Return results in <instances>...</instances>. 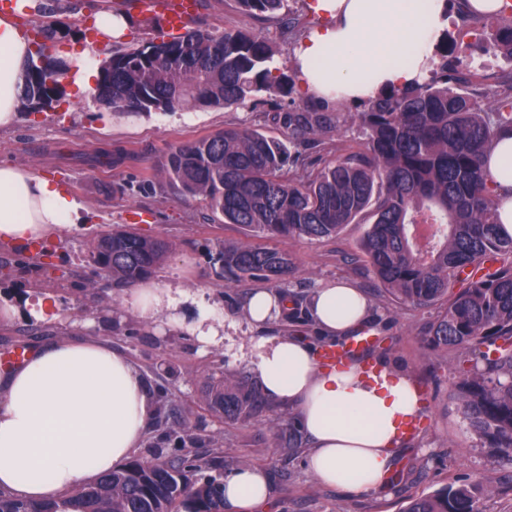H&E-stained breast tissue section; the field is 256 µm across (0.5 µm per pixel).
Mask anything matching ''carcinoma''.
<instances>
[{
	"label": "carcinoma",
	"mask_w": 512,
	"mask_h": 512,
	"mask_svg": "<svg viewBox=\"0 0 512 512\" xmlns=\"http://www.w3.org/2000/svg\"><path fill=\"white\" fill-rule=\"evenodd\" d=\"M257 18H273L287 0H236ZM459 36L443 32L433 71L422 83L387 89L361 101L364 138L334 137L340 115L316 99L280 116L285 134L226 128L171 150L163 165L185 196L250 236L334 238L347 224L369 225L362 262L388 299L441 308L427 334L436 348L468 354L483 345V367L465 374L458 396L471 429L488 447L512 458V237L500 234L498 202L486 165L501 134L512 132V70L493 83L453 64ZM512 60V16L492 36ZM147 48L112 54L99 74L98 101L109 112L138 115L186 104L240 105L259 92L285 95L294 77L273 75L274 50L240 30L193 32ZM58 72L33 63L24 76L21 108L51 102ZM336 156L326 164L323 158ZM134 157L117 148L91 157L118 164ZM170 251L168 241L130 226L101 233L91 260L116 285L150 275ZM220 275L284 290L294 264L268 245L220 241L211 254ZM210 411L248 423L269 409L256 380L232 372L210 379ZM279 452L303 443L297 416L283 413ZM183 453L129 459L95 481L41 503L0 495V512H224V471L245 466L232 456L202 457L199 437L177 435ZM404 512H478L472 490L448 486L409 502Z\"/></svg>",
	"instance_id": "carcinoma-1"
}]
</instances>
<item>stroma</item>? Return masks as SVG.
Wrapping results in <instances>:
<instances>
[{"mask_svg": "<svg viewBox=\"0 0 512 512\" xmlns=\"http://www.w3.org/2000/svg\"><path fill=\"white\" fill-rule=\"evenodd\" d=\"M314 0H288L284 19H257L242 13L235 0H199L190 30L219 34L243 30L270 41L275 49L272 67L292 72L294 55L310 27L329 24L313 9ZM121 12L128 21L120 42H100L98 61L159 40L162 19L151 12L124 5L123 0H68L56 13L58 33L49 42L43 61L65 68L64 55L75 44L94 13ZM308 100L300 86L285 96L262 92L230 108L180 106L140 116H117L105 110L93 92H80L61 83L58 100L38 112L20 113L15 125L0 129V162L15 163L63 184L84 205L87 224L77 232H63L51 244L50 256L30 257L25 245L0 241V293L48 298L50 318H19L0 328V355L52 342L69 335L74 325L92 323L96 334L111 339L146 374L153 391L166 396L165 412L148 427V448L164 443L166 433L191 428L200 437V455L212 453L211 438H219L225 454L266 470L272 487L266 512H404L415 497L448 485L472 487L480 512H512V459L484 446L467 425L456 396L462 366L454 352L429 349L423 327L434 321L438 307H412L388 301L377 281L359 262L365 225L350 224L330 239H279L295 272L288 279L294 304H301L320 283L342 279L367 298L375 318L372 358L403 370L414 386L424 387L429 401L418 434L405 441L395 470L383 489L352 495L322 484L306 468L304 455L282 457L280 441L269 412L251 422H227L213 416L202 402V390L216 364L242 376L249 367L219 351L200 353L193 337L159 325L147 327L122 312L123 289L111 279L94 278L90 255L95 239L117 226L137 224L141 234L172 243L165 262L155 272L161 282H179L205 290L225 312L238 309L254 289L251 281L232 283L218 278L209 259L217 241H246L237 226L224 223L207 201L187 197L162 172L173 147L194 141L227 126L249 127L280 136L276 113L303 106ZM131 148L136 160L119 166H91L90 156L102 150ZM150 217L137 223V213Z\"/></svg>", "mask_w": 512, "mask_h": 512, "instance_id": "obj_1", "label": "stroma"}]
</instances>
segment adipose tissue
<instances>
[{"label": "adipose tissue", "instance_id": "1", "mask_svg": "<svg viewBox=\"0 0 512 512\" xmlns=\"http://www.w3.org/2000/svg\"><path fill=\"white\" fill-rule=\"evenodd\" d=\"M443 7V0H315V11L330 23L297 49L296 78L330 103L423 81L448 25ZM34 58L13 16L0 14V128L18 119L23 75ZM489 172L500 231L512 236V134H502L492 150ZM82 211L58 182L0 163V240L50 242L81 229ZM123 305L143 324L194 336L204 353L223 347L241 322L260 327L288 311L287 298L266 288L252 290L234 316L199 291L156 281L135 285ZM306 307L331 340L371 318L365 296L340 280L316 288ZM237 355L271 400L295 411L310 446L307 468L319 481L353 495L386 484L397 426L420 410L409 379L375 385L358 364H323L317 343L294 335L258 337ZM154 408L147 378L106 338H64L33 350L0 376V492L47 501L119 467L140 447ZM270 495L262 468L244 467L224 479L229 512H258Z\"/></svg>", "mask_w": 512, "mask_h": 512}]
</instances>
